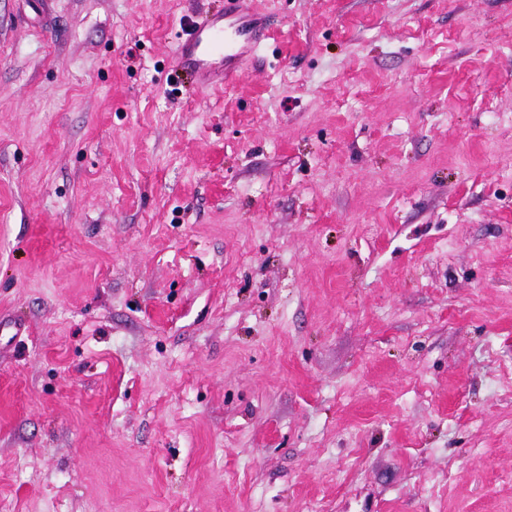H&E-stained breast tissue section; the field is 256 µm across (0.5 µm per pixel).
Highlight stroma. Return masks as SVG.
<instances>
[{"instance_id":"1","label":"stroma","mask_w":512,"mask_h":512,"mask_svg":"<svg viewBox=\"0 0 512 512\" xmlns=\"http://www.w3.org/2000/svg\"><path fill=\"white\" fill-rule=\"evenodd\" d=\"M0 0V512H512V0ZM252 2L227 0L223 15L212 16L203 30L178 43L177 66L190 69L203 87L235 81L240 61L255 50L268 30ZM226 29L232 30L230 45L224 43Z\"/></svg>"}]
</instances>
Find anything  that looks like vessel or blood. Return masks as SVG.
Listing matches in <instances>:
<instances>
[{
	"label": "vessel or blood",
	"mask_w": 512,
	"mask_h": 512,
	"mask_svg": "<svg viewBox=\"0 0 512 512\" xmlns=\"http://www.w3.org/2000/svg\"><path fill=\"white\" fill-rule=\"evenodd\" d=\"M267 30L252 0H227L224 14L212 16L203 30L179 42L176 63L191 70L202 86L233 82L240 61L255 50Z\"/></svg>",
	"instance_id": "b4317fda"
}]
</instances>
